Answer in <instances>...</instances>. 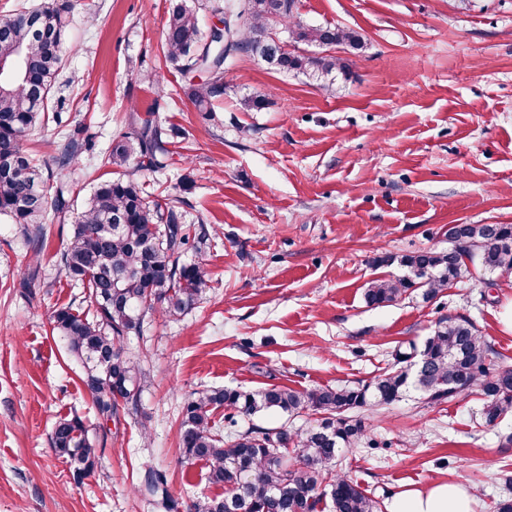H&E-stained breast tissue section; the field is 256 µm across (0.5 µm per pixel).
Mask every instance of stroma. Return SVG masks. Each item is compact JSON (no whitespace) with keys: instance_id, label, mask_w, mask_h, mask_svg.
Wrapping results in <instances>:
<instances>
[{"instance_id":"obj_1","label":"stroma","mask_w":512,"mask_h":512,"mask_svg":"<svg viewBox=\"0 0 512 512\" xmlns=\"http://www.w3.org/2000/svg\"><path fill=\"white\" fill-rule=\"evenodd\" d=\"M168 8L72 0L59 118L26 145L49 162L77 138L68 178L84 196L92 178L120 176L103 163L113 140L151 119L168 166L133 178L150 197L178 200L184 223L208 225L203 251L185 259L203 261L210 288L180 320L151 316L129 335L143 392L107 418L52 332L58 307H90L60 271L69 225L51 226L40 277L24 288L36 231L0 219V512H155L135 489L145 465L166 474L179 504L218 495L179 445L182 403L206 387L366 383L395 346L423 343L448 316L470 319L512 360L502 320L512 273L473 265L428 301L418 291L385 307L364 300L371 281L403 275L393 257L447 249L449 225L512 224V0H297L304 24L353 30L363 49H334L345 68L331 84L235 55L211 115L165 63ZM257 95L265 107L247 110ZM479 408L474 394L430 405L413 391L358 410L366 438L340 467L388 507L406 490L459 481L473 512H493L512 493V415L489 426ZM72 414L102 450L79 483L48 445Z\"/></svg>"}]
</instances>
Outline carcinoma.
I'll list each match as a JSON object with an SVG mask.
<instances>
[{
	"label": "carcinoma",
	"mask_w": 512,
	"mask_h": 512,
	"mask_svg": "<svg viewBox=\"0 0 512 512\" xmlns=\"http://www.w3.org/2000/svg\"><path fill=\"white\" fill-rule=\"evenodd\" d=\"M293 7L294 0H213L210 8L218 23L206 35L188 0H173L162 53L188 82L199 111H212V102L224 95L225 67L236 52L313 78L345 68L333 56L295 54L276 43L273 28L291 21ZM33 11L50 27L38 30L19 20L0 29V217L12 224L40 225L42 253V224L49 211L60 224L69 219L66 171L80 144L71 140L55 169L36 163L25 146L28 134L45 118L62 70L70 0H48ZM289 35L321 48L361 46L358 35L336 26L298 21ZM168 153L160 130L146 122L113 141L106 163L122 168L135 161L155 171L163 168ZM448 232L457 233L448 237V251L403 256L400 264L407 274L372 281L364 293L366 303L389 305L418 289L431 300L459 282L470 263L490 274L512 272V224H453ZM208 240L206 225L182 223L176 206L149 200L130 179L97 182L76 212L60 261L66 277L86 288L95 313L61 306L53 313L52 331L82 363V383L100 414L112 416L121 402L137 406L142 368L126 351L127 338L140 330L147 314L175 319L203 298L207 272L201 262H186L184 256ZM490 351V342L471 321L448 317L438 322L422 350L412 342L395 348L394 367L361 386L299 391L273 385L260 392L214 388L194 394L182 408V453L205 462L209 483L224 488V495L196 499L187 512H383L382 501L337 470L343 453L366 436L363 420L350 412L391 404L411 389L429 404L475 393L482 402L480 416L494 425L512 413V363L488 362ZM416 355L421 363L414 367ZM221 407L230 419L267 411L289 418L310 412L316 418L297 429L252 427L226 441L211 421L212 411ZM50 444L77 481L99 465L101 451L77 415L56 421ZM137 491L167 512L174 507L160 470L147 468Z\"/></svg>",
	"instance_id": "obj_1"
}]
</instances>
